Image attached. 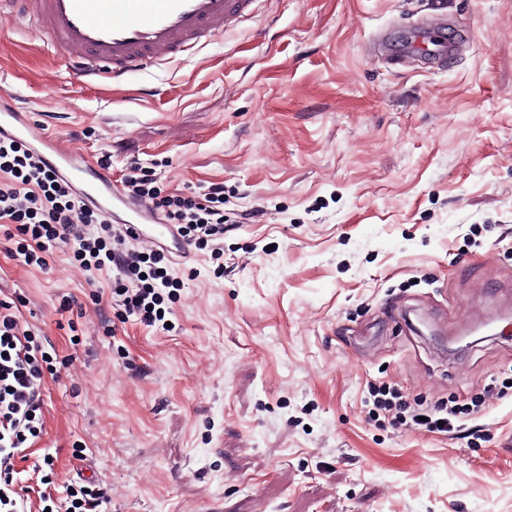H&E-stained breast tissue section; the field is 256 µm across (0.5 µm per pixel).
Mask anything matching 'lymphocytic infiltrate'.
Segmentation results:
<instances>
[{"mask_svg":"<svg viewBox=\"0 0 512 512\" xmlns=\"http://www.w3.org/2000/svg\"><path fill=\"white\" fill-rule=\"evenodd\" d=\"M124 189L176 227L189 246H210L215 258L224 255V188L210 187L204 201L165 191L151 174L132 164ZM98 227L86 236L83 225ZM0 225L7 238L17 239L16 259L48 264L50 249L73 246V255L88 272L116 270L112 299L120 316H134L148 326L159 322L163 291L179 287L171 260L159 249L131 247L132 235L104 221L78 199L71 185L11 139L0 140ZM42 347L24 330L13 303L0 299V512H25L12 481L20 448L43 429L44 368Z\"/></svg>","mask_w":512,"mask_h":512,"instance_id":"1","label":"lymphocytic infiltrate"}]
</instances>
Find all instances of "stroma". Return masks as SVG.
Returning <instances> with one entry per match:
<instances>
[{"mask_svg": "<svg viewBox=\"0 0 512 512\" xmlns=\"http://www.w3.org/2000/svg\"><path fill=\"white\" fill-rule=\"evenodd\" d=\"M441 6L460 50L439 63L372 50L417 0H261L120 87L0 23L32 123L118 179L135 160L170 192L223 184L228 220L223 265L175 264L170 332L121 319L68 249L26 266L0 232V298L52 368L14 462L29 512L90 482L97 512H512V0ZM382 385L463 406L460 432L374 421Z\"/></svg>", "mask_w": 512, "mask_h": 512, "instance_id": "obj_1", "label": "stroma"}]
</instances>
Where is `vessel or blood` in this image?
<instances>
[{"label": "vessel or blood", "mask_w": 512, "mask_h": 512, "mask_svg": "<svg viewBox=\"0 0 512 512\" xmlns=\"http://www.w3.org/2000/svg\"><path fill=\"white\" fill-rule=\"evenodd\" d=\"M258 0H0V18L29 19L36 33L61 53L77 84L118 86L129 75L223 39L254 18ZM444 17L426 15L405 52L395 61L409 65L420 53L447 57ZM24 145L68 181L104 219L130 226L139 243L156 249L173 226L132 200L102 170L79 161L72 146L27 121L17 97L0 90V134Z\"/></svg>", "instance_id": "obj_1"}]
</instances>
